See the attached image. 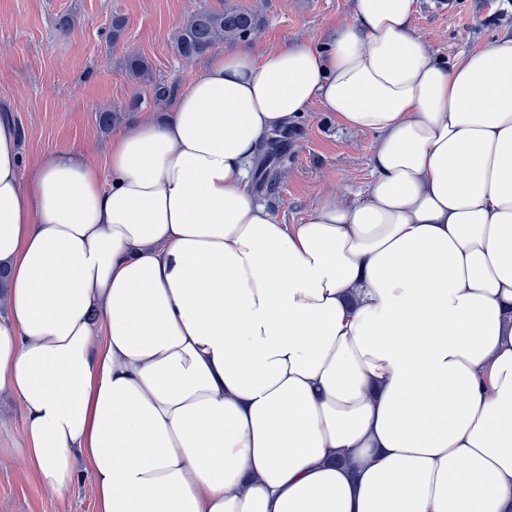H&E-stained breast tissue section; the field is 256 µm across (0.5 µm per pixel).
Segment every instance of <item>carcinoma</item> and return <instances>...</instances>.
I'll list each match as a JSON object with an SVG mask.
<instances>
[{
	"label": "carcinoma",
	"mask_w": 512,
	"mask_h": 512,
	"mask_svg": "<svg viewBox=\"0 0 512 512\" xmlns=\"http://www.w3.org/2000/svg\"><path fill=\"white\" fill-rule=\"evenodd\" d=\"M260 19L240 8L200 9L192 12L184 21L174 44L179 57L191 60L205 55L219 43L233 44L248 39L258 32ZM130 77L138 82H152L149 62L140 55L127 59ZM121 113L116 109L98 112L97 121L104 131L120 122Z\"/></svg>",
	"instance_id": "obj_1"
}]
</instances>
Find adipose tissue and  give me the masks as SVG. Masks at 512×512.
<instances>
[{
  "label": "adipose tissue",
  "mask_w": 512,
  "mask_h": 512,
  "mask_svg": "<svg viewBox=\"0 0 512 512\" xmlns=\"http://www.w3.org/2000/svg\"><path fill=\"white\" fill-rule=\"evenodd\" d=\"M414 0L211 57L166 117L21 179L0 107V395L99 512H512V36L454 63ZM320 103L372 180L281 224L258 150Z\"/></svg>",
  "instance_id": "adipose-tissue-1"
}]
</instances>
